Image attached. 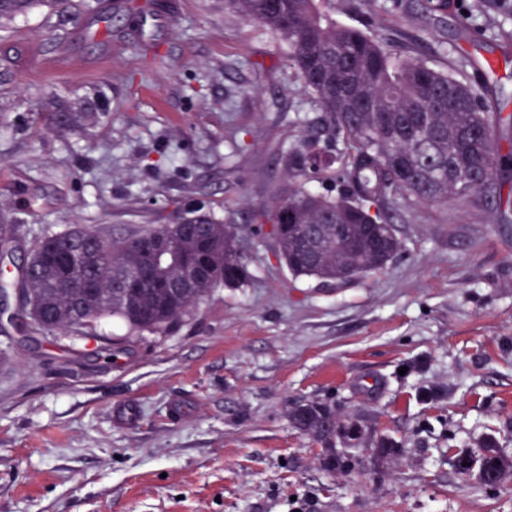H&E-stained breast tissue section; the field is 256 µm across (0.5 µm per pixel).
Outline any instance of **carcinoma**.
Segmentation results:
<instances>
[{
	"instance_id": "cac0c4a2",
	"label": "carcinoma",
	"mask_w": 512,
	"mask_h": 512,
	"mask_svg": "<svg viewBox=\"0 0 512 512\" xmlns=\"http://www.w3.org/2000/svg\"><path fill=\"white\" fill-rule=\"evenodd\" d=\"M325 0H226V5L277 33L288 61L325 113L345 153L330 156L313 141L288 154V183L252 213L254 224H278L283 265L295 278L339 283L366 276L397 256L401 242L381 205L397 195L421 204L480 196L506 161L494 136L495 119L481 93L425 64L387 52L375 37L341 25ZM485 11L512 18V0H483ZM327 172L342 183L331 197L306 187ZM192 226L154 224L112 236L81 224L45 234L31 249L33 272L10 286L25 289L23 306L34 329L51 335H89L116 318L130 331L160 332L190 314L211 291L251 277L240 228L197 210ZM164 235L177 261L135 288L128 278L148 263L142 242ZM293 424L327 448L326 469L343 475L363 454L336 452V410L308 402ZM471 469L512 472V460L492 447L455 462Z\"/></svg>"
}]
</instances>
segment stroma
Masks as SVG:
<instances>
[{
    "label": "stroma",
    "instance_id": "stroma-1",
    "mask_svg": "<svg viewBox=\"0 0 512 512\" xmlns=\"http://www.w3.org/2000/svg\"><path fill=\"white\" fill-rule=\"evenodd\" d=\"M156 2L0 18V52H20L0 66V224L16 239L0 279L46 232L135 233L198 206L241 227L251 277L161 332L109 318L93 342L1 317L0 512H512V481L487 490L452 465L489 439L512 457V165L478 199H393L402 248L384 268L292 277L251 211L287 180L289 151L340 144L272 30L224 0ZM454 2L326 10L512 113V21ZM309 401L403 454L327 470L288 416Z\"/></svg>",
    "mask_w": 512,
    "mask_h": 512
}]
</instances>
